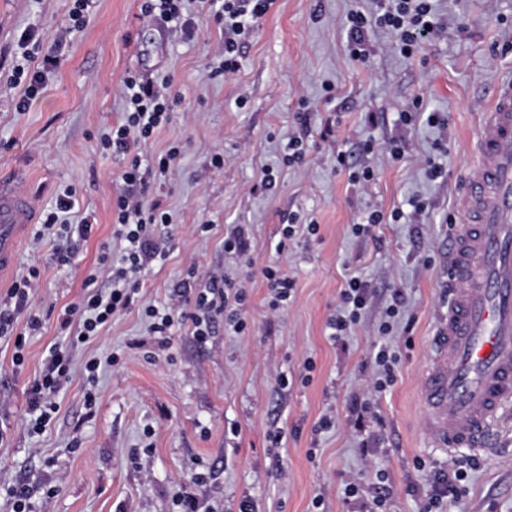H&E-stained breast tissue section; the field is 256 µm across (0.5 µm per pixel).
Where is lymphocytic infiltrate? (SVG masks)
<instances>
[{"label": "lymphocytic infiltrate", "instance_id": "1", "mask_svg": "<svg viewBox=\"0 0 512 512\" xmlns=\"http://www.w3.org/2000/svg\"><path fill=\"white\" fill-rule=\"evenodd\" d=\"M275 0H223L214 12V19L224 31V46L220 62L213 68L216 77H232L240 68V50L255 25L271 10ZM162 19L182 36L193 37L196 30L193 15L184 11L183 0H144L141 6L142 21ZM389 31L397 48L404 57H412L415 51L430 39L444 31L433 0H376L375 11L351 12L347 17L348 51L355 61H366L370 47L366 38L369 27ZM22 46L31 54L40 55V67L32 75H25L23 68H16L13 83H25L26 88L18 98L15 109L28 111L33 101L46 87V77L61 65L57 48L42 47L34 29H26L21 37ZM121 93L125 100L126 117L123 124L100 137V146L113 155L128 156V164L121 170L123 187L115 203V238L123 242L119 265H105L112 285L96 288L85 293L81 300L67 306L57 318L60 331L69 335L67 343L52 346L43 360L38 378L26 390L27 430L36 433L50 421L54 395L67 382L73 366V351L83 338L96 335L101 325L113 316L131 308L142 272L156 259L165 257V245L154 238L152 228L167 224L171 216L162 210L154 196V176H166L180 154L172 145L165 153L144 160L134 155L136 145L147 142L155 130L168 123L176 99L167 89L137 74L123 78ZM32 280L23 276L16 280L9 293V300L0 303V338L13 340L16 351L26 346V334L38 330L39 317L29 315L25 329H18L16 320L21 312H27ZM372 293L365 281L358 278L347 280L340 294V305L328 321L330 337L339 341L349 336ZM245 303L243 291L227 292L217 280L206 283L191 282L178 294L177 301L165 309H149L151 333L168 335L178 324H190L198 338H206L212 332L217 318H225L234 331H241L244 323L241 312Z\"/></svg>", "mask_w": 512, "mask_h": 512}]
</instances>
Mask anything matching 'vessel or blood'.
<instances>
[{"mask_svg": "<svg viewBox=\"0 0 512 512\" xmlns=\"http://www.w3.org/2000/svg\"><path fill=\"white\" fill-rule=\"evenodd\" d=\"M476 159L448 241V313L419 388L424 428L448 451L489 447L494 423L512 410V77L491 95ZM33 220L25 188L0 180V276Z\"/></svg>", "mask_w": 512, "mask_h": 512, "instance_id": "1", "label": "vessel or blood"}]
</instances>
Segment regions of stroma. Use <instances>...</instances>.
Wrapping results in <instances>:
<instances>
[{
    "label": "stroma",
    "mask_w": 512,
    "mask_h": 512,
    "mask_svg": "<svg viewBox=\"0 0 512 512\" xmlns=\"http://www.w3.org/2000/svg\"><path fill=\"white\" fill-rule=\"evenodd\" d=\"M447 32L413 58L392 36L370 29L373 52L360 63L347 51L346 17L369 11L371 0H277L247 39L232 78H211L223 31L193 0L196 34L186 40L163 33L162 20L141 22V0H91L85 29L65 36L74 0H0V82L24 54L20 33L34 29L43 46L63 59L29 111L16 112L12 94L0 93V179L23 177L36 209L70 190L78 203L70 232L25 236L14 276L36 271L30 292L42 327L28 339L22 363L0 339V422L10 429L0 443V491L25 482L46 512H179L177 495L198 512H237L249 496L254 512H375L378 493L386 512H420L434 472L477 461L458 495L441 512H512V414L493 427L489 448L445 451L426 434L418 391L431 355V338L448 312V255L444 245L458 220L456 204L475 172L476 127L493 87L512 76V0H435ZM136 72L181 95L172 112L139 151L158 155L171 144L181 154L157 198L172 216L157 227L169 253L140 277L134 305L74 352L71 378L40 433L26 426L25 390L50 347L61 342L57 317L77 302L102 252L121 256L113 239V207L120 167L97 145L103 131L122 124L121 81ZM334 86L325 101L324 84ZM421 101L446 122L440 129L418 118L400 126L398 114ZM312 107L311 133L301 164L284 157L301 126L298 112ZM335 119L333 133L320 127ZM376 138L379 146L363 153ZM404 138L393 160L384 147ZM446 149H438L439 141ZM375 177L355 184L336 167L337 150ZM223 153L224 168L211 158ZM440 165L441 177L429 175ZM276 186L264 190V170ZM427 208L413 215L412 199ZM404 213L393 222V210ZM380 212L382 224L357 235L352 225ZM88 236L76 226L86 214ZM299 228L276 251L289 219ZM319 226L307 235V223ZM208 232H198V225ZM246 225L250 250L240 260L224 251L227 225ZM73 254L71 265L58 261ZM280 265L296 288L276 309L261 275ZM242 285L243 332L217 326L206 341L190 325L170 336L148 330L146 309L166 308L172 288L190 268ZM373 290V302L344 342L330 340L347 279ZM402 289L401 324L381 335L392 289ZM388 344L398 358L395 381L375 391L372 353ZM100 363L95 380L84 364ZM311 371H304V361ZM287 376L288 387L278 379ZM96 402L86 406L85 395ZM333 427L314 433L322 416ZM284 428L280 447L268 433ZM205 481H197V474ZM361 487L348 497V483ZM320 508H313L314 498Z\"/></svg>",
    "instance_id": "stroma-1"
}]
</instances>
